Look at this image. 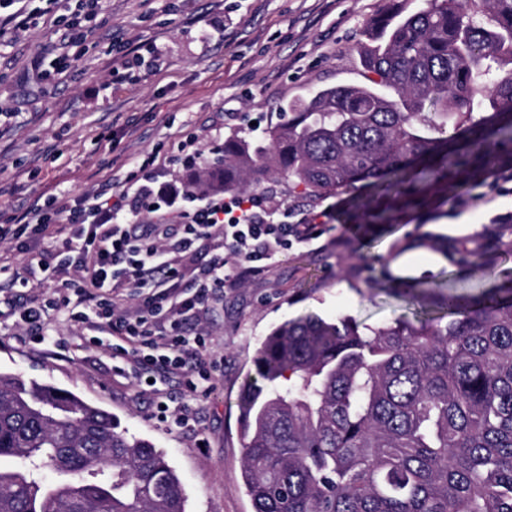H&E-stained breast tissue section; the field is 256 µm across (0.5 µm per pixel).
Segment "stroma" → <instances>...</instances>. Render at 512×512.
<instances>
[{"label":"stroma","mask_w":512,"mask_h":512,"mask_svg":"<svg viewBox=\"0 0 512 512\" xmlns=\"http://www.w3.org/2000/svg\"><path fill=\"white\" fill-rule=\"evenodd\" d=\"M389 7V0H109L62 74L53 50L61 32L42 19L0 49V111L10 114L0 124V226L33 216L52 198L76 205L150 158L166 163L159 187L191 189L201 168L180 142L209 156L240 131L283 122L292 100L365 83L355 45ZM411 187L410 204H391L382 224L348 222L349 201L366 198L364 189L312 201L284 185L271 193L256 187L275 219L315 217L322 235L217 295L201 320L207 357L221 363L207 397L194 398L177 374L117 371L110 335L56 312L45 318L53 343L16 326L14 309L53 295L24 283L20 253L0 272V371L73 392L163 449L182 480L186 512H252L242 480L240 390L274 327L309 314L371 328L399 317L438 319L439 307L421 311L389 287L399 279L427 287L459 280L447 244L485 246L484 261L512 277V152L495 176L471 167L449 175L445 192L420 181ZM413 233L432 245L408 246ZM357 237L363 246L355 252ZM186 402L195 420L180 428L172 417Z\"/></svg>","instance_id":"35a3bbf8"}]
</instances>
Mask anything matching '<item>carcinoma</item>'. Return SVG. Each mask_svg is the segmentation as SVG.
<instances>
[{"instance_id":"carcinoma-1","label":"carcinoma","mask_w":512,"mask_h":512,"mask_svg":"<svg viewBox=\"0 0 512 512\" xmlns=\"http://www.w3.org/2000/svg\"><path fill=\"white\" fill-rule=\"evenodd\" d=\"M391 2L356 46L370 83L322 88L263 137L229 139L224 179L195 188L402 194L410 167L439 182L469 158L494 175L512 144V0ZM447 257L492 284L448 286L444 325L307 317L267 336L240 394L253 512H512V278L466 244ZM2 457L15 467L0 468V512H185L164 451L18 373H0Z\"/></svg>"}]
</instances>
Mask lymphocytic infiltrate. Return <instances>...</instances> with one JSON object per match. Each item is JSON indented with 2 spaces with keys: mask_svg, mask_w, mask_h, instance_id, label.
Returning a JSON list of instances; mask_svg holds the SVG:
<instances>
[{
  "mask_svg": "<svg viewBox=\"0 0 512 512\" xmlns=\"http://www.w3.org/2000/svg\"><path fill=\"white\" fill-rule=\"evenodd\" d=\"M59 2L44 0L35 8L31 0H0V46L49 16L62 31L59 58L68 60L85 23L102 14L107 0H76L66 15L59 14ZM139 172L136 189L88 196L77 206L36 212L32 225H16L12 236L27 256L28 280L56 290L45 305L20 307L19 319L40 324L47 311L68 309L69 290L77 288L87 308L74 312V320L116 337L113 357L143 372H179L188 390L204 397L212 389V370L199 361L206 343L188 330L189 321L206 307L213 289L238 287L288 247L316 239L319 229L273 221L253 196L200 197L189 191L180 208L175 197L154 191L156 168L144 163ZM143 209L149 219L134 221ZM53 235L60 237V247H36V240ZM203 247L211 257L198 268L194 257ZM109 290L141 294V303L133 313L121 312L117 302L106 299Z\"/></svg>",
  "mask_w": 512,
  "mask_h": 512,
  "instance_id": "f902f5d3",
  "label": "lymphocytic infiltrate"
}]
</instances>
